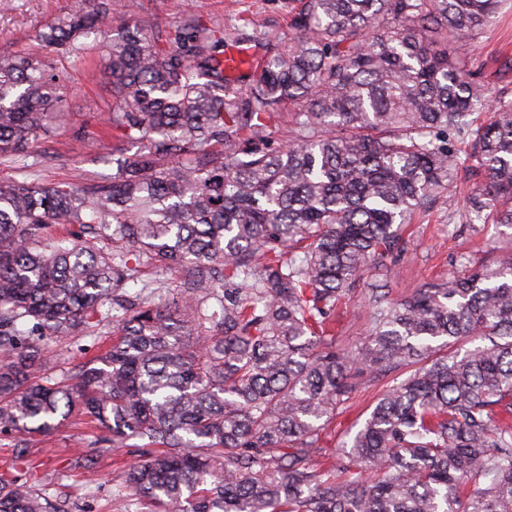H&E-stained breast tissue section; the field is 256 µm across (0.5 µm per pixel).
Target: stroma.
I'll return each mask as SVG.
<instances>
[{
    "label": "stroma",
    "instance_id": "obj_1",
    "mask_svg": "<svg viewBox=\"0 0 512 512\" xmlns=\"http://www.w3.org/2000/svg\"><path fill=\"white\" fill-rule=\"evenodd\" d=\"M181 0H112V5L130 23H155L168 35L179 30L181 18L176 6ZM192 12L224 26V36L235 39L241 17L257 16L260 37L247 40L252 52L261 54L286 42L291 35L288 24V0H192ZM89 0H12L0 10V56L36 55L49 61L69 80V91L62 102L66 119L52 142L42 144L46 160L37 169L44 183L111 181L115 167L112 150L118 146L115 134H102L104 119L112 110V86L102 77H91L88 63L51 52L41 45L38 35L59 18L85 10ZM512 58V8L503 7L495 26L480 43L471 47L468 59L488 80L512 87V71L501 70L506 58ZM501 233L496 224H452L448 221V203L439 201L428 216L408 226L405 236L408 251L396 263L387 279L393 296L413 293L424 283L446 277L454 260L463 256L474 265H489L498 256L491 245ZM115 329L106 320L92 335L53 347L51 362L56 377L71 367L84 364L100 354ZM395 382L384 373L359 385L351 399L337 413L324 434L326 448H334L352 435L364 421L378 396ZM99 433L80 416H71L60 430L31 437L28 462L15 461L12 438L0 435V477L28 482L43 492L68 498L71 512H133L129 498L122 496V475L112 463V453L104 451ZM82 449L94 459L88 469L74 466V451Z\"/></svg>",
    "mask_w": 512,
    "mask_h": 512
}]
</instances>
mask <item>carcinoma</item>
<instances>
[{"label": "carcinoma", "mask_w": 512, "mask_h": 512, "mask_svg": "<svg viewBox=\"0 0 512 512\" xmlns=\"http://www.w3.org/2000/svg\"><path fill=\"white\" fill-rule=\"evenodd\" d=\"M504 2L299 0L293 37L244 89L224 75V30L194 15L172 39L119 16L111 30L106 6L42 31L74 58L99 45L123 144L107 183L0 179V433L14 459L79 412L132 448L125 483L148 512H512V255L404 299L367 287L359 347L335 331L363 273H391L402 226L455 196L460 172L475 181L448 223L512 229V93L458 57ZM65 90L37 56L0 60V158L47 136ZM284 102L288 144L273 148ZM50 224L61 236L44 242ZM148 266L178 270L179 302L123 303ZM105 306L115 340L55 380L49 345ZM396 371L317 464L354 380ZM0 512L69 506L3 478Z\"/></svg>", "instance_id": "1"}]
</instances>
